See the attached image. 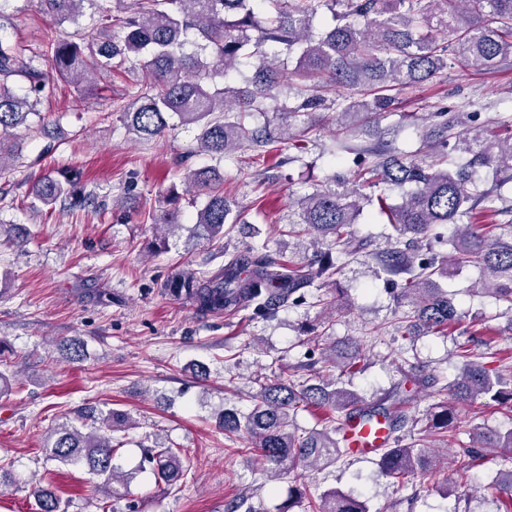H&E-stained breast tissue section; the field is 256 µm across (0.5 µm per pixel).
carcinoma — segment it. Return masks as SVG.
<instances>
[{
    "label": "carcinoma",
    "mask_w": 512,
    "mask_h": 512,
    "mask_svg": "<svg viewBox=\"0 0 512 512\" xmlns=\"http://www.w3.org/2000/svg\"><path fill=\"white\" fill-rule=\"evenodd\" d=\"M114 2L124 0H36L39 11L53 18L37 56L77 88L104 71L144 59L145 71L132 102L117 108L120 122L137 138L150 140L173 129L170 121L176 118L181 125L196 126L200 149L219 159L245 147L293 140L328 101L339 107L336 149L347 151L345 138L374 131L377 116L392 104L390 91L422 84L452 65L494 69L512 58V0H428L424 10L418 8L421 0H135L136 8L127 16L112 14ZM86 4L108 25L83 45L61 38L57 27L79 23ZM321 8L331 13L334 25L318 32L313 19ZM282 51L295 60L288 88L306 96L296 104L279 105L275 133L251 130L246 117L264 111L265 101L276 98L281 87ZM248 63L252 75L246 86L214 82ZM18 78L29 82L23 96L13 88ZM48 79L23 48L0 39L1 169L9 140L35 114ZM339 88H357L361 99L342 101L336 95ZM428 117L438 119L435 134L421 137L416 153L360 147L363 185L354 177L299 198L295 235L309 238L312 247L305 261L277 259L247 247L211 271L186 269L173 275L186 285L185 299L204 315L250 310L255 317L274 316L304 300L309 289L327 286L342 260L363 249L351 226L364 204L376 201L396 233L391 247L375 257L376 269L386 274L397 302L409 307L405 332L433 334L458 321L454 303L438 282L446 274L448 259L423 251L425 241L449 242L458 258L483 269L485 293L512 302V222L481 228L470 222L479 206L494 216L500 213L498 196L483 188L472 167L490 164L512 172V122L501 121L508 134L492 138L474 125L471 112H435ZM456 154L471 160L456 165ZM78 177H43L34 184L33 194L46 206L60 202L82 207L89 199L78 194ZM187 182L206 195L196 214L199 237L213 239L224 235L227 224L246 223L243 212L233 211V202L216 191L213 169H197ZM382 184L411 189L394 205L382 195L374 200L361 192L363 186ZM151 221L156 229L181 226L175 210L154 215ZM449 224L454 231L446 240L442 227ZM504 235L509 241H502ZM60 348L71 361L84 356L78 339H63ZM324 352L327 366L340 369V376L311 383L276 374L261 385L249 412L226 408L219 426L258 449L264 472L274 479L299 467L326 469L344 454L336 426L303 433L290 429L292 414L302 407L329 406L348 417L383 418L394 434L376 460L386 478L403 484L434 469L436 451L426 440L404 443L400 432L413 427L414 419L394 396L369 406L346 388L341 374L355 366L359 346L339 342ZM462 358L460 372L447 387L450 401L427 410L429 435L457 426L461 402H512V378L472 353ZM125 423V414L112 409L91 411L81 415L79 427L67 421L53 427L43 448L49 459L103 478L98 491L109 497L116 494L115 485L127 483V475L112 463L120 448L112 441V431ZM480 448H497L511 458L512 430L502 436L484 435L464 453L474 457ZM143 461L168 486L191 470L188 459L156 445L145 447ZM35 495L39 512H65L53 491L39 488ZM305 499L310 512H372L367 501L334 489L315 497L292 489L278 512H292Z\"/></svg>",
    "instance_id": "1"
}]
</instances>
